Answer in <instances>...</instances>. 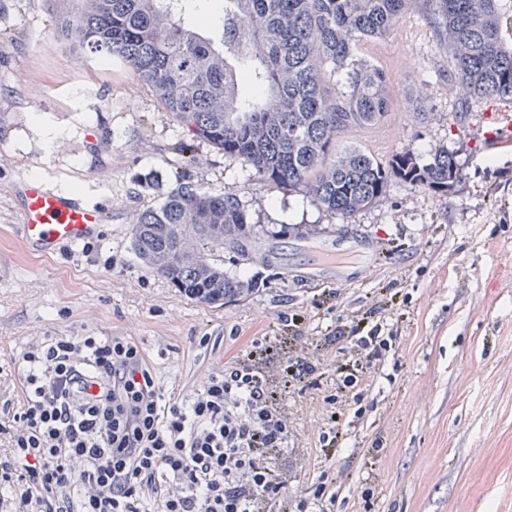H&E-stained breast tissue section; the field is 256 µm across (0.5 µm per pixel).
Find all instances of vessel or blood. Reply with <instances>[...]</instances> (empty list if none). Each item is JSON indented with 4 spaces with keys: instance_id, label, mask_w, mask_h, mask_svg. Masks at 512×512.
Segmentation results:
<instances>
[{
    "instance_id": "vessel-or-blood-1",
    "label": "vessel or blood",
    "mask_w": 512,
    "mask_h": 512,
    "mask_svg": "<svg viewBox=\"0 0 512 512\" xmlns=\"http://www.w3.org/2000/svg\"><path fill=\"white\" fill-rule=\"evenodd\" d=\"M101 221V212L44 183L24 185L20 229L27 245L36 250L51 251L77 242Z\"/></svg>"
}]
</instances>
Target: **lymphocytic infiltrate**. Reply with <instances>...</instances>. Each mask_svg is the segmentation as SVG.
Returning a JSON list of instances; mask_svg holds the SVG:
<instances>
[{"label":"lymphocytic infiltrate","mask_w":512,"mask_h":512,"mask_svg":"<svg viewBox=\"0 0 512 512\" xmlns=\"http://www.w3.org/2000/svg\"><path fill=\"white\" fill-rule=\"evenodd\" d=\"M346 343L336 385L358 401L360 363L393 338L356 324ZM22 361L21 399L0 408V505L13 512H307L277 465L288 414L247 360L182 398L125 337L48 336Z\"/></svg>","instance_id":"obj_1"}]
</instances>
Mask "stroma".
<instances>
[{"mask_svg":"<svg viewBox=\"0 0 512 512\" xmlns=\"http://www.w3.org/2000/svg\"><path fill=\"white\" fill-rule=\"evenodd\" d=\"M66 6L0 0V362L47 336H128L165 391L187 396L250 354L280 385L304 337L316 372L287 399L289 495L306 497L324 475L334 512H512V146L492 142L487 118L512 113V101H471L413 9L368 47L394 105L354 141L383 161L454 151L459 180L444 194L391 181L345 223L193 137L121 64L81 58L56 32ZM420 91L424 122L411 102ZM41 123L59 132L52 147ZM31 179L99 208L104 223L56 253L31 250L19 232V187ZM180 182L246 202L265 233L251 260L228 252L224 268L266 277L263 287L199 304L138 257L137 215ZM385 296L393 303L375 320L392 324L393 346L364 365L362 411L325 455L343 332ZM266 338L270 351L255 353Z\"/></svg>","mask_w":512,"mask_h":512,"instance_id":"stroma-1","label":"stroma"}]
</instances>
